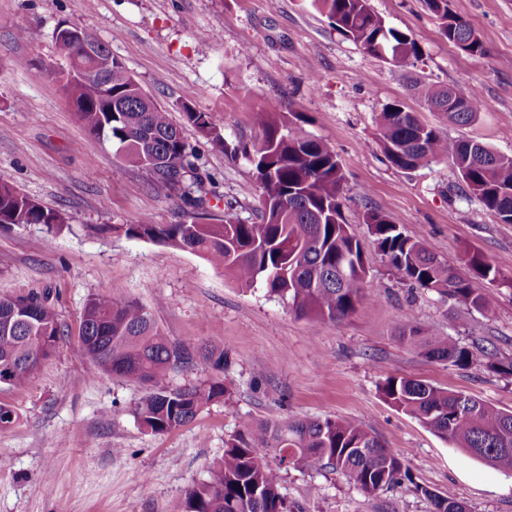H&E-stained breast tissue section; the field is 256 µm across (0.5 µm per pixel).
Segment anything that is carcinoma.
<instances>
[{
	"label": "carcinoma",
	"instance_id": "carcinoma-1",
	"mask_svg": "<svg viewBox=\"0 0 512 512\" xmlns=\"http://www.w3.org/2000/svg\"><path fill=\"white\" fill-rule=\"evenodd\" d=\"M440 20L448 41L472 54L485 51L483 42L460 17L448 12L447 0H425ZM336 30L366 52L388 60L400 71L415 64L420 47L409 34L388 26L369 0H311ZM69 62L65 85L76 100L77 121L98 139L112 141L116 156L146 170L150 187L169 196L196 169L194 153L170 112L156 104L123 63L107 53L85 55L81 39L57 41ZM420 104L455 124L473 122L483 104L477 94L455 98L454 90L433 84L414 87ZM186 122L213 148L253 166L261 190V220L245 223L224 217L206 223L196 216L180 224H156L148 216L122 226L131 239L150 240L207 259L215 268L250 287L257 280L268 291L289 301L294 312L334 323L353 313L366 298L367 266L360 242L343 213V175L336 153L323 141L303 135L285 114L263 107L254 110L258 142H228L207 112L183 106ZM380 141L386 161L395 169L413 170L451 158L466 194L512 224V156L472 140H450L421 122L399 102L379 118ZM364 221L377 248L389 263L418 287L477 309L488 310L493 297L478 293L470 281L433 250L402 231L379 211ZM64 216L0 182V224H44L58 229ZM467 265L495 282L499 272L480 254L466 255ZM401 339L426 359L464 368L474 354L450 336L422 334L415 318L399 327ZM79 337L89 352L91 368L149 386L135 408L140 426L164 433L192 421L206 407L229 394L218 377L198 385L170 389L162 384L167 372L193 359L185 342L169 341L148 309L137 299L94 295L80 321ZM61 324L45 297L0 296V385L24 387L35 362L49 358ZM202 360L217 372L227 357L217 345L201 349ZM12 365L9 376L1 366ZM384 399L419 421L436 436L475 459L512 474V412L496 409L464 392L448 391L411 378L392 376L382 386ZM244 432L225 442L224 456L208 478L186 491L182 512H303L289 504L280 490V471L293 467L307 472L330 468L365 494L411 480L410 470L392 449L363 426L340 419H286L246 423ZM270 451L276 465L258 454ZM431 512H470L451 493L415 487Z\"/></svg>",
	"mask_w": 512,
	"mask_h": 512
}]
</instances>
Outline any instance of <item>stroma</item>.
<instances>
[{"label": "stroma", "mask_w": 512, "mask_h": 512, "mask_svg": "<svg viewBox=\"0 0 512 512\" xmlns=\"http://www.w3.org/2000/svg\"><path fill=\"white\" fill-rule=\"evenodd\" d=\"M374 13L421 48L409 71L394 69L339 33L309 0H0V182L63 213L62 229L0 224V295L49 294L64 334L21 389L0 385V403L20 414L0 431V512H181L186 490L206 480L224 443L245 422L291 415L364 426L409 467L411 481L374 496L330 470H281V492L304 512H430L419 487L449 492L471 512H512V491L483 482L493 472L382 397L387 378L419 379L512 411V224L462 191L449 158L404 172L379 141L383 109L401 102L450 139L512 155V0H448L483 42L472 54L444 37L424 0H370ZM92 34L181 125L198 156V213L257 219L251 163L231 160L193 127L183 105L210 113L230 142H254L253 110L302 117V132L336 152L343 215L369 269L368 296L335 323L298 316L264 283L243 288L200 255L130 239L119 226L148 216L179 224L181 192L156 195L148 173L114 159L111 141L76 122L58 75L59 23ZM27 38H20L19 30ZM32 60L29 68L19 67ZM478 88L486 110L467 125L420 108L417 84ZM382 212L495 296L479 311L416 287L377 249L364 215ZM500 273H471L467 253ZM138 299L175 343L223 345L228 397L192 422L154 434L134 410L143 386L91 373L78 332L93 295ZM476 354L466 368L432 362L401 342L405 315Z\"/></svg>", "instance_id": "stroma-1"}]
</instances>
